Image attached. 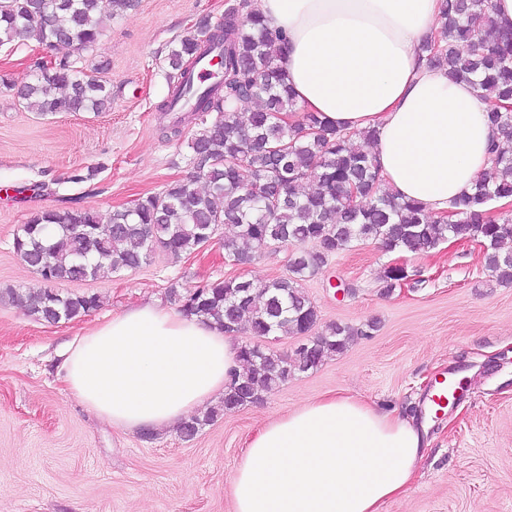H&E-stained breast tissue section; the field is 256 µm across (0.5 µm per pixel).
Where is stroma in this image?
Returning a JSON list of instances; mask_svg holds the SVG:
<instances>
[{
    "label": "stroma",
    "instance_id": "35a3bbf8",
    "mask_svg": "<svg viewBox=\"0 0 512 512\" xmlns=\"http://www.w3.org/2000/svg\"><path fill=\"white\" fill-rule=\"evenodd\" d=\"M226 7V0H140L105 21L81 64L107 61L103 77L114 95L106 111L44 116L0 84V512H233L230 485L245 439L339 391L429 423L419 478L384 512H512V284L490 276L477 245L447 239L398 255L363 242L331 257L303 289L317 310L316 332L334 323L354 329L347 348L190 440L176 428L146 436L96 418L60 379L58 351L96 321L166 304L173 284L185 290L241 275L257 283L281 277L288 248L262 249L241 268L225 262L219 231L202 252L178 260L158 253L133 271L63 283V294H93L100 305L54 325L15 301L41 281L13 239L36 213L58 208V187L105 222L112 210L187 178V149L165 137L172 117L159 110L165 46L203 16L221 19ZM68 53L65 46L0 47V76L30 80L36 58ZM77 168L96 175L68 183ZM396 261L408 278L382 295V276ZM339 282L351 294L337 295ZM444 374L463 389L458 405L437 415L427 395Z\"/></svg>",
    "mask_w": 512,
    "mask_h": 512
}]
</instances>
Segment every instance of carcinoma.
I'll return each instance as SVG.
<instances>
[{"label": "carcinoma", "instance_id": "obj_1", "mask_svg": "<svg viewBox=\"0 0 512 512\" xmlns=\"http://www.w3.org/2000/svg\"><path fill=\"white\" fill-rule=\"evenodd\" d=\"M136 6L137 0H0V46L67 45L80 54L99 44L103 20ZM442 18V43L426 41L420 51L449 79L476 85L504 138L492 146V165L473 192L453 203L454 223L441 215L434 219L420 203L387 190L374 158L352 135L318 112L300 111L276 63L285 35L266 25L251 0H234L224 20L202 17L189 34L167 45L170 92L160 110L193 112L201 123L187 140L190 176L112 211L105 224L70 197L63 207L31 218L14 238L16 254L44 284L23 296L27 314L48 324L81 317L98 306L97 296L63 295L56 285L138 269L157 251L179 259L221 225L234 230L223 248L235 265L250 263L261 248L293 246L287 274L272 282L236 277L207 280L184 292L168 288L179 312L226 333L246 324L255 338L240 346L242 371L231 375L221 404L183 423L181 434L191 439L218 417L347 347L354 330L338 323L292 358L266 352L258 341L311 332L317 312L301 281L356 243L418 254L449 237L470 241L479 246L491 276L512 283V211L491 210L512 197V32L496 29L492 0H445ZM217 56L222 62L211 66L210 83H194V69ZM34 67L35 78L18 95L43 115L100 112L112 104V84L100 77L105 61L89 71L68 58L36 61ZM246 100L260 107L243 121L237 104ZM197 181L207 190H197Z\"/></svg>", "mask_w": 512, "mask_h": 512}]
</instances>
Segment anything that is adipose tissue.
Here are the masks:
<instances>
[{
    "label": "adipose tissue",
    "mask_w": 512,
    "mask_h": 512,
    "mask_svg": "<svg viewBox=\"0 0 512 512\" xmlns=\"http://www.w3.org/2000/svg\"><path fill=\"white\" fill-rule=\"evenodd\" d=\"M287 40L277 63L298 106L368 145L385 187L446 211L490 166L499 132L468 82L428 65L420 45L443 0H255ZM237 339L217 324L145 304L88 328L65 349L63 381L81 404L129 432L172 429L224 394ZM424 424L336 393L258 430L231 481L234 512H383L416 481Z\"/></svg>",
    "instance_id": "adipose-tissue-1"
}]
</instances>
